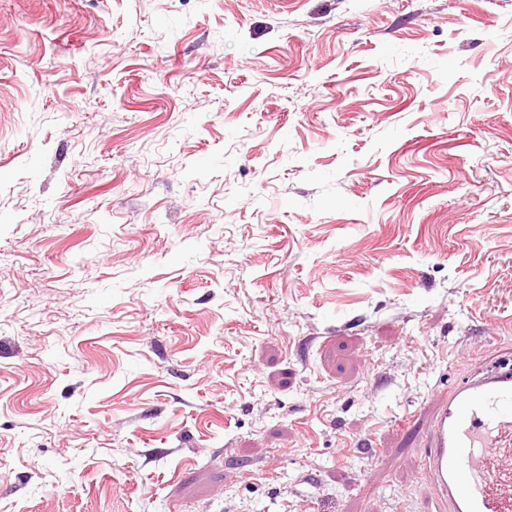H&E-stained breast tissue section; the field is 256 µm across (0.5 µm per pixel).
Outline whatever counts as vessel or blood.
Wrapping results in <instances>:
<instances>
[{"mask_svg": "<svg viewBox=\"0 0 512 512\" xmlns=\"http://www.w3.org/2000/svg\"><path fill=\"white\" fill-rule=\"evenodd\" d=\"M435 493L427 512H512V366L485 350L456 386L433 393L417 436Z\"/></svg>", "mask_w": 512, "mask_h": 512, "instance_id": "b4317fda", "label": "vessel or blood"}]
</instances>
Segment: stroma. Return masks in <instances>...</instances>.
Segmentation results:
<instances>
[{"instance_id":"obj_1","label":"stroma","mask_w":512,"mask_h":512,"mask_svg":"<svg viewBox=\"0 0 512 512\" xmlns=\"http://www.w3.org/2000/svg\"><path fill=\"white\" fill-rule=\"evenodd\" d=\"M492 343L512 0H0V512H424Z\"/></svg>"}]
</instances>
